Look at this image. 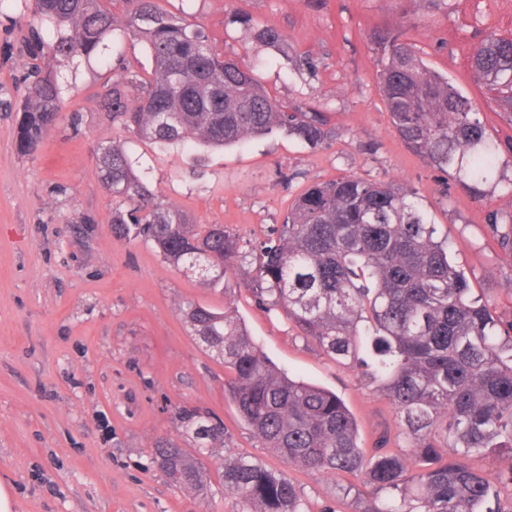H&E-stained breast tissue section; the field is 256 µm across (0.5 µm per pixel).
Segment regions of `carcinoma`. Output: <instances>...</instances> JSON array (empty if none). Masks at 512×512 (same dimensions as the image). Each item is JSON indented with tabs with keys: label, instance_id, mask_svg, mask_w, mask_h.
Wrapping results in <instances>:
<instances>
[{
	"label": "carcinoma",
	"instance_id": "cac0c4a2",
	"mask_svg": "<svg viewBox=\"0 0 512 512\" xmlns=\"http://www.w3.org/2000/svg\"><path fill=\"white\" fill-rule=\"evenodd\" d=\"M117 22L105 0H20L31 18L26 93L17 131L22 154L37 151L61 117L69 86L55 61L109 66L116 35L140 38L152 61L145 77L129 67L108 79L100 111L142 140L162 146L225 147L285 133L309 148L327 136L328 116L290 109L272 98L253 70L224 56L206 29L159 7V0H125ZM267 48L284 42L271 24L236 14ZM379 55L377 83L401 141L432 167L455 176L470 193L500 182L501 145L473 101L431 71L417 45L398 29L372 33ZM470 66L495 94L512 127V37L484 30ZM98 172L112 195V234L144 238L170 264L204 286L247 259L256 264L258 302L283 310L300 335L336 361L365 366L399 419L398 436L412 453L366 450L342 399L276 368L233 316L190 304L191 335L224 361V392L265 447L290 467L319 474L362 476L370 487L355 512H512L500 489L512 470L492 479L470 468L472 455L512 451V319L476 296L450 258V244L417 194L353 175L310 186L284 217L277 237L257 244L221 224H195L158 200L137 161L119 146L98 147ZM493 236L512 252V214L488 216ZM180 427L197 442L193 454L172 442L154 449L178 489L207 492L212 479L242 505L241 512H305L283 472L244 456L225 458L209 472L202 455L224 442L219 418L196 408L179 412Z\"/></svg>",
	"mask_w": 512,
	"mask_h": 512
}]
</instances>
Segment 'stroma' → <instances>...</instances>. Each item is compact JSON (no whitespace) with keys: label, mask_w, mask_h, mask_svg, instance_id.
I'll use <instances>...</instances> for the list:
<instances>
[{"label":"stroma","mask_w":512,"mask_h":512,"mask_svg":"<svg viewBox=\"0 0 512 512\" xmlns=\"http://www.w3.org/2000/svg\"><path fill=\"white\" fill-rule=\"evenodd\" d=\"M169 14L202 24L224 53L253 66L270 95L288 106L326 112L331 131L311 149L279 133L224 150L160 147L100 112L108 73L82 65L64 71L75 91L60 122L30 155L17 149L18 116L28 66V17L0 9V484L12 512H239L237 498L213 485L207 494L172 487L153 448L163 439L194 450L179 427L181 407L216 415L224 445L204 456L208 470L242 455L286 471L307 512H353L362 478L287 468L252 433L226 398L228 378L182 320L190 303L239 320L279 368L336 393L358 426L363 447L396 435L397 417L379 384L336 363L300 336L285 313L267 310L243 265L215 287L168 263L141 238L120 240L110 221L115 203L99 178L96 150L111 140L139 161L166 205L196 224H221L246 240H264L310 185L344 175L393 183L417 193L438 238L475 294L512 318V252L499 247L489 213H512L506 181L474 200L416 156L395 135L376 83L367 33L401 30L425 64L478 107L489 132L512 134L493 93L469 66L483 29L512 35V0H160ZM275 24L281 50L256 44L234 13ZM317 71L295 67L298 56Z\"/></svg>","instance_id":"1"}]
</instances>
